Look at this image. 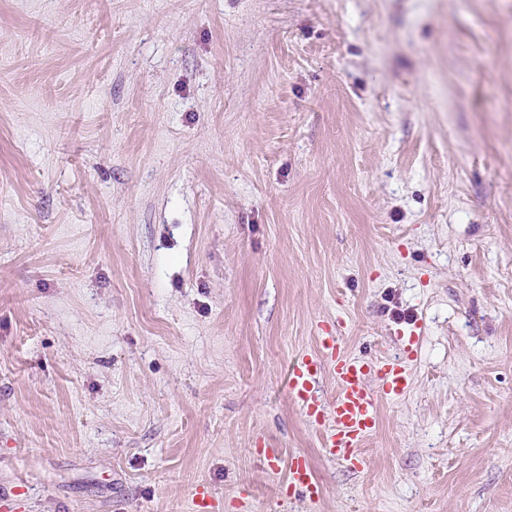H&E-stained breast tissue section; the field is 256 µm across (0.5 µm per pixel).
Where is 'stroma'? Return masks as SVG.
<instances>
[{
	"label": "stroma",
	"mask_w": 512,
	"mask_h": 512,
	"mask_svg": "<svg viewBox=\"0 0 512 512\" xmlns=\"http://www.w3.org/2000/svg\"><path fill=\"white\" fill-rule=\"evenodd\" d=\"M335 322L374 360L420 332L361 472L288 393ZM17 482L23 512H512V0H0ZM321 492V483L309 463L304 458L291 457L288 461V497L301 493L309 500L317 501Z\"/></svg>",
	"instance_id": "stroma-1"
}]
</instances>
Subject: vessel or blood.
Returning <instances> with one entry per match:
<instances>
[{
  "label": "vessel or blood",
  "mask_w": 512,
  "mask_h": 512,
  "mask_svg": "<svg viewBox=\"0 0 512 512\" xmlns=\"http://www.w3.org/2000/svg\"><path fill=\"white\" fill-rule=\"evenodd\" d=\"M330 376L336 393L324 398L320 380ZM377 387H370V380ZM409 386V373L401 359L372 362L351 356L334 330L322 329L315 353L298 355L289 366L288 389L307 422L323 430L325 450L334 459L364 468L361 447L379 423L381 397L394 398ZM288 492L318 500L322 486L309 463L294 456L288 461Z\"/></svg>",
  "instance_id": "vessel-or-blood-1"
}]
</instances>
